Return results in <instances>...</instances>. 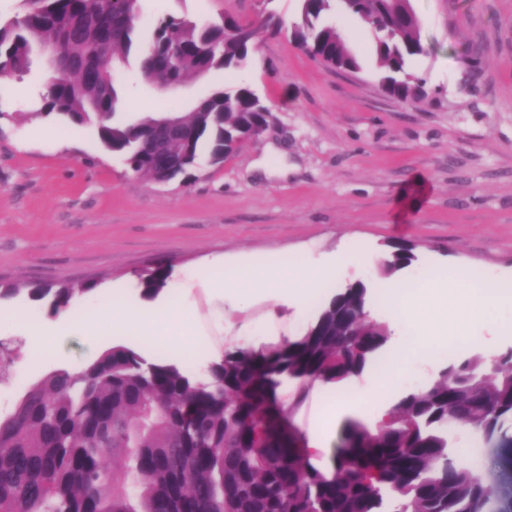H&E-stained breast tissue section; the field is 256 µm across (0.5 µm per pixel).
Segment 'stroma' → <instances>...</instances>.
Wrapping results in <instances>:
<instances>
[{
    "label": "stroma",
    "mask_w": 512,
    "mask_h": 512,
    "mask_svg": "<svg viewBox=\"0 0 512 512\" xmlns=\"http://www.w3.org/2000/svg\"><path fill=\"white\" fill-rule=\"evenodd\" d=\"M428 52L411 64L425 94L402 101L378 87L372 31L347 17L340 26L361 68L344 71L306 55L286 36L260 35L241 69L214 71L167 90L118 77L115 121L188 112L192 103L249 84L270 112L267 128L223 165L161 185L134 173L94 128L42 111L47 69L30 71L0 94V279L79 283L101 279L80 299L87 315L112 302L139 305L140 279L157 263L172 274L158 302L189 330L179 347L165 336L122 342L179 362L196 379L224 356V339L278 343L300 333L324 295L361 280L383 281L378 261L391 244L414 245V265L394 274L402 291L419 273L465 264L495 280L503 302L471 324L457 289L448 309L425 306L418 319L394 317L376 300L375 319L398 320L401 336L425 340L416 370L430 378L454 358L512 346V0H411ZM142 24L168 17L213 21L268 12L298 19L300 0H143ZM367 251L375 261L338 267L305 308L257 294L239 302L210 281L245 261L275 262L289 276L337 253ZM467 338L452 352L449 343ZM0 346L14 357L0 376V416L52 371L92 361L81 332L63 351L27 364L29 338L0 322Z\"/></svg>",
    "instance_id": "1"
}]
</instances>
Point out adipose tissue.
Masks as SVG:
<instances>
[{"label": "adipose tissue", "mask_w": 512, "mask_h": 512, "mask_svg": "<svg viewBox=\"0 0 512 512\" xmlns=\"http://www.w3.org/2000/svg\"><path fill=\"white\" fill-rule=\"evenodd\" d=\"M329 274L330 271L326 268H306L296 279L292 280L281 269L257 268L248 263L236 268L232 278L215 280L212 288L216 293L236 298L240 295L237 286L238 279L247 278L258 285L263 294L276 297L280 294V284L286 281L290 283V292L296 301L303 304L318 291ZM452 284L456 285L459 290L470 293L471 316L476 320L482 319L492 295L488 292L472 290L470 283L465 278V271L461 268L449 273L439 269L430 271L424 288L407 294L390 284L384 285L383 290L394 313H416L428 301L436 304L447 303L448 287ZM103 319L108 321L113 335L125 336L143 331L148 327L163 332L168 337L170 344L174 346L179 345L185 332L182 322L158 315L156 310L127 307L117 303L105 306L100 316L97 317L84 315L80 307L73 306L62 311L56 320L36 326L30 324L24 310L0 309L1 321L15 323L26 329L28 335L31 336L29 357L33 360L53 353L56 342L66 329L80 330L89 337L97 336L99 322ZM396 378V372H389L379 376L376 381L370 382L365 387L349 390L328 401L318 419L302 429L308 451L317 456L321 455L328 429L335 424L337 417L355 415L363 418L366 424H373L372 412L383 407L387 400V393L393 389Z\"/></svg>", "instance_id": "ef3b65f1"}]
</instances>
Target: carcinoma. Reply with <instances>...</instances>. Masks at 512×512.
<instances>
[{"label": "carcinoma", "mask_w": 512, "mask_h": 512, "mask_svg": "<svg viewBox=\"0 0 512 512\" xmlns=\"http://www.w3.org/2000/svg\"><path fill=\"white\" fill-rule=\"evenodd\" d=\"M25 2L24 15L0 23V80L26 73L34 54H49L46 114L95 128L105 147L152 179L156 117L113 122L118 64L133 63L142 81L173 88L190 75L243 67L256 47L243 31L262 29L286 32L311 57L357 71L335 12L373 32L385 92L409 101L422 91L409 66L428 49L410 0H301L300 19L289 25L273 13L258 23L224 14L206 26L170 16L146 40L137 21L142 0ZM268 114L248 84L214 92L182 116L189 135L167 137L163 150L179 163L220 164ZM415 261L413 246L396 244L382 270ZM169 276L164 265L147 273L143 295L164 290ZM98 285L30 282L27 297L57 313ZM371 302L363 283H351L301 335L228 348L204 381L124 345L53 371L0 417V512H512V495L478 476L462 452L512 423V347L451 362L401 389L371 427L346 424L330 458L335 477L311 463L278 388L284 378L295 383L288 405L298 408L315 388L342 390L375 368L391 331L370 318Z\"/></svg>", "instance_id": "carcinoma-1"}]
</instances>
